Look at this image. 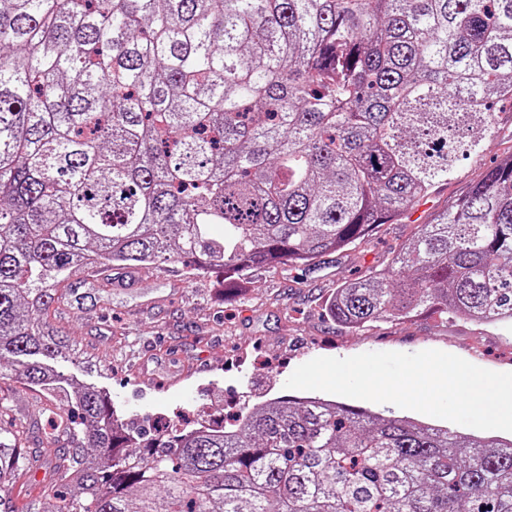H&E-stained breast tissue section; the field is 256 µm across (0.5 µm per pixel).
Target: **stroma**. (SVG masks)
Listing matches in <instances>:
<instances>
[{"mask_svg": "<svg viewBox=\"0 0 512 512\" xmlns=\"http://www.w3.org/2000/svg\"><path fill=\"white\" fill-rule=\"evenodd\" d=\"M512 153V112L498 115V133L458 177L420 201L407 218L375 228L366 251L345 249L307 266L251 272L242 296L223 294L222 273L197 276L180 264L112 269V304L87 312L59 310L56 323L76 336L96 370L64 364L77 382L110 390L125 422L208 419L235 405L257 407L286 396V380L317 357L436 349L481 368L512 372V325L420 316L351 333L329 320L324 301L347 279L387 264L415 225L464 193L486 166Z\"/></svg>", "mask_w": 512, "mask_h": 512, "instance_id": "obj_1", "label": "stroma"}]
</instances>
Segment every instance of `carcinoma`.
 <instances>
[{
	"label": "carcinoma",
	"mask_w": 512,
	"mask_h": 512,
	"mask_svg": "<svg viewBox=\"0 0 512 512\" xmlns=\"http://www.w3.org/2000/svg\"><path fill=\"white\" fill-rule=\"evenodd\" d=\"M512 107V0H0V370L51 418L0 422V499L39 470L56 512H512V439L316 396L146 436L62 307L114 266L305 264L367 244L453 180ZM350 332L512 323V154L338 284Z\"/></svg>",
	"instance_id": "1"
}]
</instances>
